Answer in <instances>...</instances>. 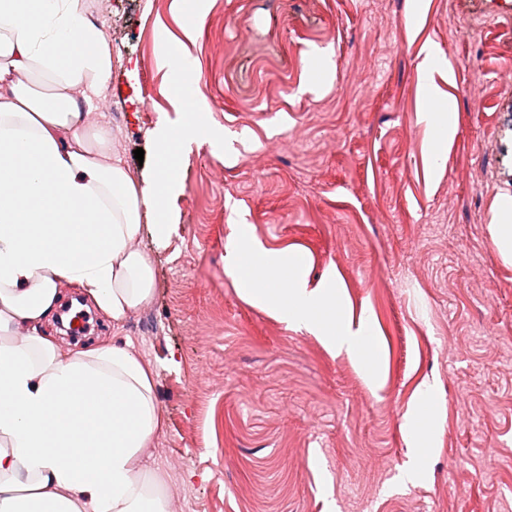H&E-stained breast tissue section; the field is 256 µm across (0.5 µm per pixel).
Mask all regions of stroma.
Returning a JSON list of instances; mask_svg holds the SVG:
<instances>
[{
    "label": "stroma",
    "instance_id": "stroma-1",
    "mask_svg": "<svg viewBox=\"0 0 512 512\" xmlns=\"http://www.w3.org/2000/svg\"><path fill=\"white\" fill-rule=\"evenodd\" d=\"M89 17L112 80L79 105L136 177L153 178L158 122L195 107L207 128L175 230L137 241L152 303L101 335L155 370L146 465L187 512H512V262L489 231L512 197V0H91ZM427 44L455 102L440 164L418 120ZM239 224L304 250L310 281L335 270L375 323L374 381L242 298L224 273ZM425 382L440 428L401 487Z\"/></svg>",
    "mask_w": 512,
    "mask_h": 512
}]
</instances>
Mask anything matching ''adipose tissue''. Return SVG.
Listing matches in <instances>:
<instances>
[{
    "label": "adipose tissue",
    "instance_id": "1",
    "mask_svg": "<svg viewBox=\"0 0 512 512\" xmlns=\"http://www.w3.org/2000/svg\"><path fill=\"white\" fill-rule=\"evenodd\" d=\"M87 0H0V512H167L143 458L163 427L153 371L112 344L61 355L41 328L63 285L119 326L154 297L153 258L135 244L144 213L157 240L174 230L177 159L194 123L158 125L151 182L108 158L88 133L76 90L106 86L112 51ZM225 272L243 297L372 375L335 274L310 282L309 256L274 251L248 225ZM23 341H15L18 327Z\"/></svg>",
    "mask_w": 512,
    "mask_h": 512
}]
</instances>
